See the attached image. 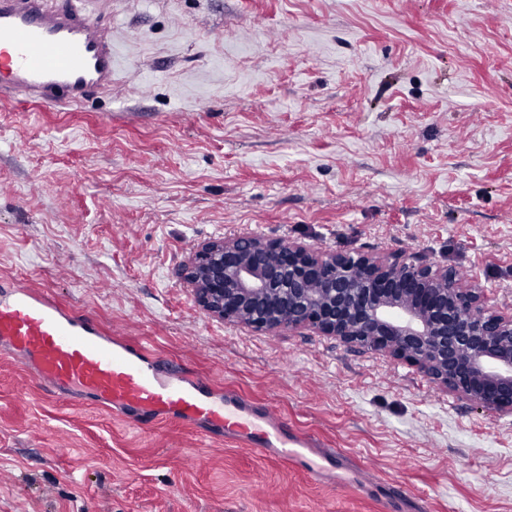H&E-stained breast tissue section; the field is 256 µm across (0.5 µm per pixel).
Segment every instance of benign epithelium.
Listing matches in <instances>:
<instances>
[{"label":"benign epithelium","instance_id":"1","mask_svg":"<svg viewBox=\"0 0 512 512\" xmlns=\"http://www.w3.org/2000/svg\"><path fill=\"white\" fill-rule=\"evenodd\" d=\"M178 278L226 323L311 328L416 366L478 407L512 413V312L488 307L448 266L247 236L199 245Z\"/></svg>","mask_w":512,"mask_h":512}]
</instances>
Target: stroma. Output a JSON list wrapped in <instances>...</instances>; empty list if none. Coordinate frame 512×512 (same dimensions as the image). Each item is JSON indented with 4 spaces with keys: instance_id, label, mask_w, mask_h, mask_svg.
I'll return each mask as SVG.
<instances>
[{
    "instance_id": "35a3bbf8",
    "label": "stroma",
    "mask_w": 512,
    "mask_h": 512,
    "mask_svg": "<svg viewBox=\"0 0 512 512\" xmlns=\"http://www.w3.org/2000/svg\"><path fill=\"white\" fill-rule=\"evenodd\" d=\"M112 90L0 98V276L271 405L431 512H512V415L176 275L261 236L415 254L512 310V0H81ZM0 512H382L191 427L129 428L0 353Z\"/></svg>"
}]
</instances>
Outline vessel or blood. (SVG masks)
<instances>
[{
  "mask_svg": "<svg viewBox=\"0 0 512 512\" xmlns=\"http://www.w3.org/2000/svg\"><path fill=\"white\" fill-rule=\"evenodd\" d=\"M112 41L75 10L44 0H0V96L75 107L112 87ZM0 347L50 393L111 409L136 430L158 421L189 425L259 455L289 462L318 481L349 474L341 453L322 447L265 403L163 360L142 342L106 332L90 312L10 279L0 281ZM360 493L384 512H428L426 501L364 476Z\"/></svg>",
  "mask_w": 512,
  "mask_h": 512,
  "instance_id": "b4317fda",
  "label": "vessel or blood"
}]
</instances>
